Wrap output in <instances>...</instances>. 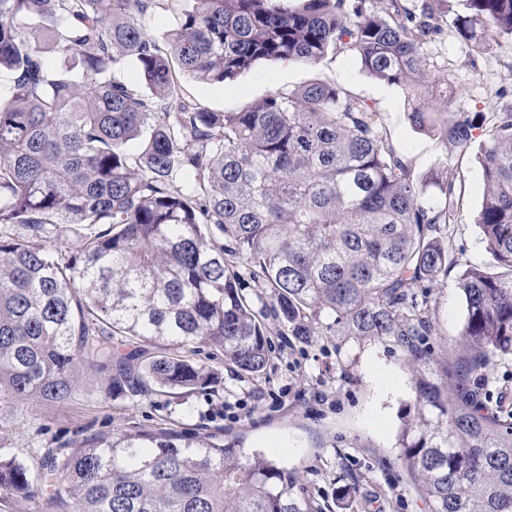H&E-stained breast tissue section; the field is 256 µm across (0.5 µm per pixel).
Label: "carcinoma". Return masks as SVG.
Masks as SVG:
<instances>
[{
  "instance_id": "obj_1",
  "label": "carcinoma",
  "mask_w": 512,
  "mask_h": 512,
  "mask_svg": "<svg viewBox=\"0 0 512 512\" xmlns=\"http://www.w3.org/2000/svg\"><path fill=\"white\" fill-rule=\"evenodd\" d=\"M162 1L176 23L166 43L144 25ZM461 2L460 40L479 50L493 33L512 37V0ZM392 7L0 0V71L13 76L0 95V395L62 400L86 369L142 397L203 390L216 373L191 358L200 347L260 376L271 351L259 302L301 340L322 327L394 338L417 369L400 445L432 512H512V419L467 390L512 357V103L439 128L460 155L481 138L485 264L448 246L454 184L433 177L442 202L428 206L383 112L349 88L316 78L212 112L186 85L346 54L406 90L423 125L424 45L439 17ZM130 63L139 88L122 78ZM16 225L26 235L4 233ZM46 237L54 248L33 244ZM455 269L461 371L442 383L413 289ZM40 484L71 512H313L297 470L171 429L49 449L34 472L0 458L1 493Z\"/></svg>"
}]
</instances>
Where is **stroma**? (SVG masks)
Segmentation results:
<instances>
[{
    "instance_id": "stroma-1",
    "label": "stroma",
    "mask_w": 512,
    "mask_h": 512,
    "mask_svg": "<svg viewBox=\"0 0 512 512\" xmlns=\"http://www.w3.org/2000/svg\"><path fill=\"white\" fill-rule=\"evenodd\" d=\"M451 13L426 49L432 127L411 119L404 91L364 74L351 56L339 55L309 66L301 62H263L222 84L190 82L195 101L215 112H233L282 89L320 78L350 87L375 104L411 166L425 185V198L441 195L431 174L453 182L461 192L458 220L449 232L454 249L476 262L489 261L475 222L484 184L478 145L466 154L448 152L437 132L458 112H494L499 89L512 86V39L492 37L482 53L461 42ZM432 334L427 342L439 366L454 362L451 343L463 326L465 309L454 280L440 282L428 298ZM271 362L251 378L225 363L216 350L203 349L197 360L219 377L215 391L190 394L157 392L140 399L112 395L103 377L86 374L67 400L23 402L0 397V457L36 467L46 448H76L102 433L169 428L191 438L209 437L247 451L273 453L302 476L316 512H341L339 487H349L358 512H430L409 466L399 437L417 412L416 368L393 339L366 341L320 331L302 342L268 319ZM471 389L512 410V358L494 359Z\"/></svg>"
}]
</instances>
